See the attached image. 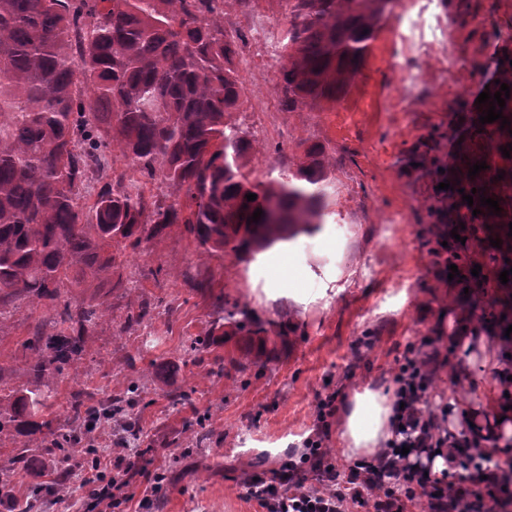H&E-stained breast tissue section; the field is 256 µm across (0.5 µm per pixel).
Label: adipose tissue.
I'll return each mask as SVG.
<instances>
[{
    "mask_svg": "<svg viewBox=\"0 0 512 512\" xmlns=\"http://www.w3.org/2000/svg\"><path fill=\"white\" fill-rule=\"evenodd\" d=\"M462 413L473 422L479 453L497 458L503 452L501 437L512 434V408L497 405L493 408L495 423L483 425L480 412L462 405ZM392 404L387 396L368 387L353 390L345 402L337 444L342 456L355 460L379 453L393 437Z\"/></svg>",
    "mask_w": 512,
    "mask_h": 512,
    "instance_id": "adipose-tissue-1",
    "label": "adipose tissue"
}]
</instances>
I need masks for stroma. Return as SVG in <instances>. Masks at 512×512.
Listing matches in <instances>:
<instances>
[{"mask_svg": "<svg viewBox=\"0 0 512 512\" xmlns=\"http://www.w3.org/2000/svg\"><path fill=\"white\" fill-rule=\"evenodd\" d=\"M504 60L512 61V0H392L339 101L286 112L275 74H241L236 116L254 141L253 179L277 178L310 144L323 143L335 161L328 215L315 234L277 242L247 262L200 256L180 224L127 249L124 274L134 290L109 294L115 321L98 325L79 368L52 385L51 416L67 423L73 393L92 402L146 380L133 417L148 467L129 479L131 501L112 512H256L247 478L300 455L318 397L391 389L397 360L425 336L437 338L441 360L429 407H457L459 353L450 340L464 314L478 338L470 402L499 403L491 358L507 353L500 338L512 325V287L485 282L499 269L491 242L501 232L490 227L459 250L480 276H441L435 251L451 221L434 215L448 205L434 167L447 165L451 182L459 156L480 152L476 99ZM201 281L207 289H198ZM144 304L150 319L133 322ZM236 305L266 334L217 336L206 353L194 352L218 307ZM49 317L40 303L16 301L0 325V389L37 386L26 341ZM198 428L207 439L197 447L190 433ZM27 455L28 472L10 480L12 501L29 500L34 476L52 478L46 449ZM157 472L165 475L159 496L148 492ZM12 501H1L0 512Z\"/></svg>", "mask_w": 512, "mask_h": 512, "instance_id": "35a3bbf8", "label": "stroma"}]
</instances>
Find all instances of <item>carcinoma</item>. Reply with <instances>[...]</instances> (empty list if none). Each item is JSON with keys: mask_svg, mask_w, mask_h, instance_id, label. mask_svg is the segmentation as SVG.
Here are the masks:
<instances>
[{"mask_svg": "<svg viewBox=\"0 0 512 512\" xmlns=\"http://www.w3.org/2000/svg\"><path fill=\"white\" fill-rule=\"evenodd\" d=\"M225 0H0V320L19 299L55 310L52 330L28 339L32 367L47 391L0 394V433L14 429L23 448L59 450L63 466L33 497L63 496L73 471L71 448L99 453L95 432L107 413L128 416L139 387L95 404L71 402L77 428L45 418L48 390L86 352V336L112 315L92 294L73 304L72 288H124L125 251L181 224L200 253L222 251L239 261L272 244L313 233L325 222L330 161L309 146L295 169L268 182L250 180L254 150L233 120L241 86L236 58L246 36L224 29ZM286 20L277 88L286 112L318 99L338 100L359 73L391 0H280ZM482 160L493 175L485 194L501 202L512 166L500 148L512 145V96ZM117 143L124 169L112 173L89 211L82 191L104 177L107 149ZM169 189L161 198L146 183ZM256 200L249 201L246 194ZM456 204L454 222L476 232L487 224L509 231L506 213ZM262 210L258 222L254 211ZM258 336L264 324L245 308L224 312L208 330ZM24 452L0 459V490L25 468Z\"/></svg>", "mask_w": 512, "mask_h": 512, "instance_id": "obj_1", "label": "carcinoma"}]
</instances>
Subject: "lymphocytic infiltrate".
<instances>
[{"mask_svg":"<svg viewBox=\"0 0 512 512\" xmlns=\"http://www.w3.org/2000/svg\"><path fill=\"white\" fill-rule=\"evenodd\" d=\"M435 370L422 349L408 347L393 375L392 422L402 439L382 454L338 464L326 441L336 414V394L319 399L316 427L299 458L271 476L247 481L246 495L264 512H409L416 501L427 512H512V465L491 464L475 454L467 432L452 445L453 459L441 478L427 476L422 456L444 447L435 437L447 414L425 410Z\"/></svg>","mask_w":512,"mask_h":512,"instance_id":"obj_1","label":"lymphocytic infiltrate"}]
</instances>
